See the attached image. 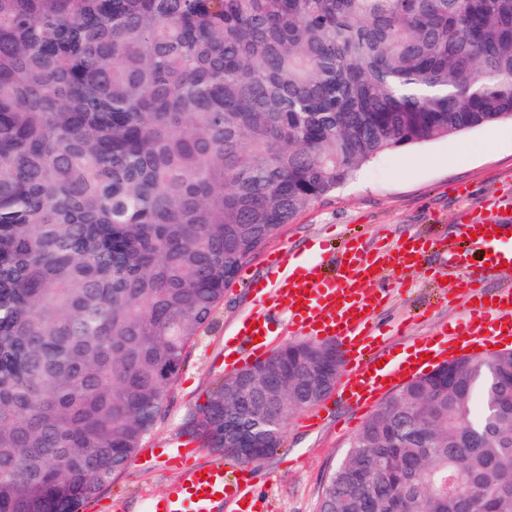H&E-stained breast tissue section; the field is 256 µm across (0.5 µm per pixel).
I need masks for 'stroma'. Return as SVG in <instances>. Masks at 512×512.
<instances>
[{"label": "stroma", "mask_w": 512, "mask_h": 512, "mask_svg": "<svg viewBox=\"0 0 512 512\" xmlns=\"http://www.w3.org/2000/svg\"><path fill=\"white\" fill-rule=\"evenodd\" d=\"M461 141L475 144V151L460 155L456 145ZM494 194L512 197L511 120L378 157L347 184L313 201L226 285L211 325L168 387L166 414L153 443L181 438L184 423L206 401L214 381L225 377L224 333L252 307L249 283L266 276L269 253L281 248L299 253L310 241L336 233L360 235L370 247L394 245L415 235L453 239L459 215ZM447 264L446 257L430 254L423 267L402 271L401 283L373 318L381 345L401 351L458 322L468 277L481 279L490 295L512 284V270L492 274L477 261L469 274L457 273L444 282L437 272ZM325 403L329 411L318 429L306 428V414L298 412L288 421L281 447L257 464L255 512H317L328 474L342 461L364 421L338 393H331ZM178 478V471L165 463L146 467L129 461L87 512H117L120 504L124 512H147L149 499Z\"/></svg>", "instance_id": "stroma-1"}]
</instances>
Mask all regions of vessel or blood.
I'll use <instances>...</instances> for the list:
<instances>
[{
	"label": "vessel or blood",
	"instance_id": "1",
	"mask_svg": "<svg viewBox=\"0 0 512 512\" xmlns=\"http://www.w3.org/2000/svg\"><path fill=\"white\" fill-rule=\"evenodd\" d=\"M502 201L492 198L478 212L460 218L465 247L457 249L442 240L421 236L409 243L371 249L359 239L346 241L339 256L326 246H318L313 263L292 269L291 256L271 254L266 278L251 282L255 307L224 339L226 370L234 371L247 360L265 355L275 340L274 324L279 313H287L291 329L309 340L334 339L343 349L341 398L362 409L371 408L403 377H414L413 361L419 354L432 362L447 361L455 351L493 350L512 343V286L502 287L492 303H485L480 288L469 291L467 321L458 323L437 339L411 346L403 360L381 358L373 347L372 318L388 297V290L377 271L420 267L430 253L444 252L456 271H466L473 255L487 258L491 270L512 267V246L506 245L512 225L504 224ZM145 455H156L180 471L178 481L166 492L153 496L148 512H249L253 478L250 466H238L236 478H227L222 464H197L192 444L172 440L159 447H148Z\"/></svg>",
	"mask_w": 512,
	"mask_h": 512
}]
</instances>
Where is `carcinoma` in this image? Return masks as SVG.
<instances>
[{"label": "carcinoma", "mask_w": 512, "mask_h": 512, "mask_svg": "<svg viewBox=\"0 0 512 512\" xmlns=\"http://www.w3.org/2000/svg\"><path fill=\"white\" fill-rule=\"evenodd\" d=\"M512 119V0H0V512H80L154 434L241 266L371 160ZM183 430L266 454L310 344ZM318 512H512V351L404 385Z\"/></svg>", "instance_id": "carcinoma-1"}]
</instances>
